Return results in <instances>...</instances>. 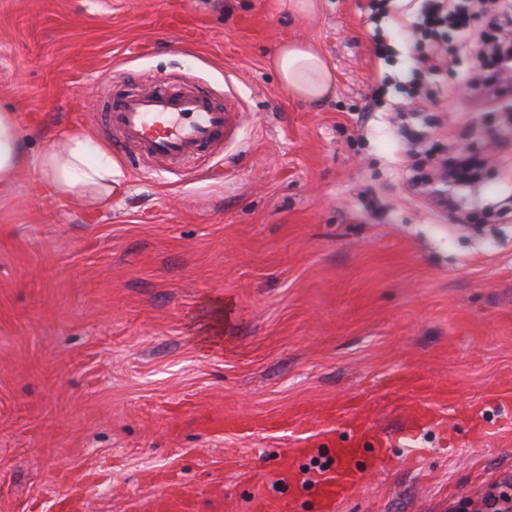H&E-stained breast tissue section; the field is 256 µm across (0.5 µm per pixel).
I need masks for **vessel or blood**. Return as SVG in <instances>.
<instances>
[{"label":"vessel or blood","instance_id":"obj_1","mask_svg":"<svg viewBox=\"0 0 512 512\" xmlns=\"http://www.w3.org/2000/svg\"><path fill=\"white\" fill-rule=\"evenodd\" d=\"M239 109L240 102L232 92H225L223 102L218 103L197 82L166 74L146 84H115L105 93L99 112L115 152L135 154L146 164L177 173L187 163L205 162L223 144ZM374 413L368 404L354 408L333 405L323 410L321 420L330 426L344 421L350 430L359 431L368 427ZM431 417L426 394H419L411 403L407 435H414ZM360 453L359 447L341 440L331 449V466L315 490L321 512H336L351 489L361 483ZM150 507L152 512H197L185 493H163Z\"/></svg>","mask_w":512,"mask_h":512}]
</instances>
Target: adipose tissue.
Masks as SVG:
<instances>
[{
    "mask_svg": "<svg viewBox=\"0 0 512 512\" xmlns=\"http://www.w3.org/2000/svg\"><path fill=\"white\" fill-rule=\"evenodd\" d=\"M271 65L283 86L309 104L321 103L333 91V74L312 46L283 43L272 56ZM24 162L15 117L0 110V186L12 182ZM36 164L56 195L89 203H105L111 198L112 159L103 154L91 157L86 139L58 141L37 157Z\"/></svg>",
    "mask_w": 512,
    "mask_h": 512,
    "instance_id": "ef3b65f1",
    "label": "adipose tissue"
}]
</instances>
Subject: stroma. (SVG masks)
<instances>
[{
	"mask_svg": "<svg viewBox=\"0 0 512 512\" xmlns=\"http://www.w3.org/2000/svg\"><path fill=\"white\" fill-rule=\"evenodd\" d=\"M0 0V109L36 158L81 136L110 154L107 205L53 195L32 167L0 187V512H48L80 491L84 512H130L174 477L201 512H252V497L307 491L316 512L323 449L280 470L323 430L329 405L372 402L358 439L387 440L337 512H475L488 486L512 496V422L483 406L512 378V188L495 167L453 190L443 213L412 188L455 148L512 138V114L484 112L460 79L476 59L428 75L435 104L358 115L384 73L367 0ZM394 0L383 28L394 71L417 61ZM313 43L335 90L294 98L269 59ZM192 75L216 99L232 84L233 139L183 177L114 154L98 102L125 79ZM454 394L417 439L410 392ZM489 425L469 441L471 417ZM299 426L215 432L216 412Z\"/></svg>",
	"mask_w": 512,
	"mask_h": 512,
	"instance_id": "35a3bbf8",
	"label": "stroma"
}]
</instances>
